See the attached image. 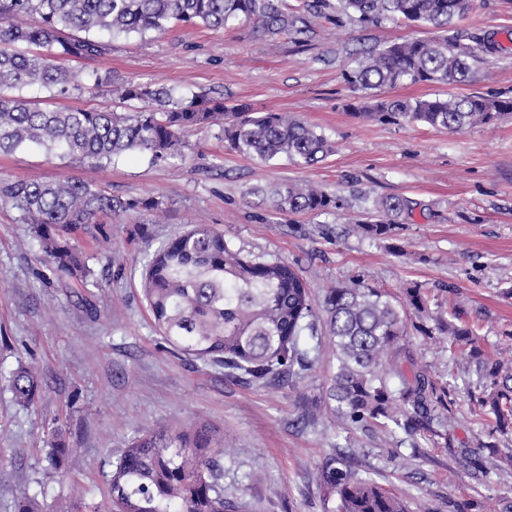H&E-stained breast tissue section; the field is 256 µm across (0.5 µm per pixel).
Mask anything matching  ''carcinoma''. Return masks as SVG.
<instances>
[{
    "label": "carcinoma",
    "instance_id": "cac0c4a2",
    "mask_svg": "<svg viewBox=\"0 0 512 512\" xmlns=\"http://www.w3.org/2000/svg\"><path fill=\"white\" fill-rule=\"evenodd\" d=\"M340 14L359 23L400 20L442 32L433 39L412 38L367 51L343 73L354 93L347 104L362 120L413 124L459 133L512 114V97L448 94L434 98L386 97L404 83L456 85L476 64L512 48L497 35L457 27L473 0H339ZM282 7V0H0V152L42 149L59 158L109 163L125 152L151 160L181 155L182 133L217 126L234 151L268 163L282 156L312 166L335 149L324 133L302 119L259 112L246 103L226 105L221 98H186L173 88L126 82L116 89L135 112L85 109L46 110L22 96L24 87L64 92L78 88V75L64 68V57L96 58L103 37H142L163 33L177 23L223 28L251 26L271 41L299 36L307 27ZM68 29L85 32L71 39ZM250 194L285 213L322 214L343 208L344 199L303 182L254 187ZM6 200L31 225L42 262L61 279L84 284L91 275L79 246L68 234H98L109 242L106 219L121 213L158 211L152 196L119 197L86 183L16 181L0 183ZM378 215L359 225L368 236L389 239L413 212V201L389 197L377 203ZM143 296L154 324L176 350L255 379L301 377L314 368L321 349L318 313L309 282L288 261L253 257L224 233L194 224L158 248L142 265ZM322 312L336 373L328 400L336 422L346 428L376 425L408 436L425 434L453 443L450 384L415 365L408 345L406 316L428 312L420 287L406 290L396 304L380 288L360 279L327 290ZM440 332L448 346H462L461 362L485 379L470 396L471 411L489 423L483 448L497 447V436L512 431V358L487 356L469 326L448 323ZM39 372L28 366L10 377L15 400L34 405ZM224 440L207 426L160 428L132 440L111 472L110 497L102 503L60 504L56 512H238V501L224 496ZM324 480L339 495L338 512H409L407 504L373 480L354 477L331 465Z\"/></svg>",
    "mask_w": 512,
    "mask_h": 512
}]
</instances>
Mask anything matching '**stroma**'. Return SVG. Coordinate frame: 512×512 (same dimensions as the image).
Masks as SVG:
<instances>
[{
	"label": "stroma",
	"instance_id": "stroma-1",
	"mask_svg": "<svg viewBox=\"0 0 512 512\" xmlns=\"http://www.w3.org/2000/svg\"><path fill=\"white\" fill-rule=\"evenodd\" d=\"M310 27L302 42L256 39L250 26L211 29L177 25L140 39L116 37L94 60L64 58V67L113 82L133 80L249 103L259 111L298 116L336 143L335 153L303 167L287 158L264 164L230 149L218 128L185 131L184 155L150 161L128 152L100 166L40 150L0 153V183L69 179L114 195L163 199L160 216L116 215L112 245L85 234L92 279L58 280L40 261L37 240L21 212L0 200V512H15L23 495L41 508L85 499L104 501L108 480L128 441L163 426L205 423L233 444L222 458L224 492L244 512H337L339 497L324 482L331 457L355 477L403 498L413 512H457L476 501L480 512H512V482L494 468L512 458V436L480 447L485 431L469 411L482 384L460 367L442 335L425 337L436 317L475 326L485 350L504 349L512 331V118L448 133L421 125L370 122L350 114L343 72L357 52L424 38L428 29L384 22L362 27L337 21V0L310 15L306 0H285ZM472 33L512 32V0H475L461 20ZM455 93L512 96V53L490 57L474 81ZM25 97L50 108L131 111L111 85ZM307 180L346 199L328 214H281L247 195L248 187ZM400 196L416 202L393 238L358 231L375 204ZM193 224L223 230L235 247L292 262L322 305L327 288L361 277L403 299L407 288L428 295L422 330H411L419 365L454 390L452 445L375 426L337 425L327 399L336 371L329 349L303 378L257 381L175 353L155 328L141 288L148 255ZM40 372V398L18 404L7 379L19 366ZM71 448L62 471L45 455L53 432Z\"/></svg>",
	"mask_w": 512,
	"mask_h": 512
}]
</instances>
